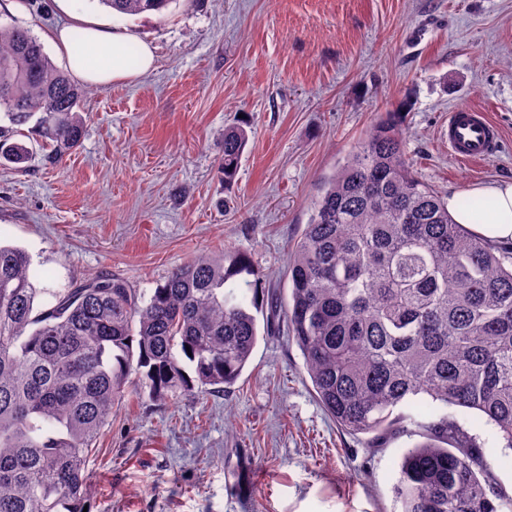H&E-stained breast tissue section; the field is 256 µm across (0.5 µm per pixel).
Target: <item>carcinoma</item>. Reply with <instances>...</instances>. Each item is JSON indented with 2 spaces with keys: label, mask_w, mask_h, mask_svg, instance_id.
<instances>
[{
  "label": "carcinoma",
  "mask_w": 512,
  "mask_h": 512,
  "mask_svg": "<svg viewBox=\"0 0 512 512\" xmlns=\"http://www.w3.org/2000/svg\"><path fill=\"white\" fill-rule=\"evenodd\" d=\"M99 2L139 15L174 0ZM87 94L28 29L0 21V107L14 126L0 129V160L26 162L12 137L37 114L46 159L62 161L84 136ZM407 108L386 113L324 182L276 317L336 425L373 443L395 427L423 438L400 457L401 512H512L479 437L448 414L476 413L512 450V247L455 223L414 173ZM247 142L244 127L224 129V184ZM461 205L477 221L493 209ZM30 264L0 244V512H83L114 403L131 386L164 401L233 385L260 337L264 291L249 257L226 250L174 268L147 301L112 275L42 308ZM244 275L247 292L228 287Z\"/></svg>",
  "instance_id": "carcinoma-1"
}]
</instances>
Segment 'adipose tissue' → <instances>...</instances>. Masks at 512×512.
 Masks as SVG:
<instances>
[{
	"label": "adipose tissue",
	"instance_id": "adipose-tissue-1",
	"mask_svg": "<svg viewBox=\"0 0 512 512\" xmlns=\"http://www.w3.org/2000/svg\"><path fill=\"white\" fill-rule=\"evenodd\" d=\"M84 37L82 53H73V33ZM53 40L65 53L68 69L83 82L107 85L132 77L134 72H148L154 66L155 55L149 43H141L139 67L130 70L124 60V51L131 43V36L102 28L88 18L55 31ZM473 195L491 198L495 207L481 223H473L469 214L459 208L456 194H449L448 211L457 223L469 226L473 232L498 243H512V181L495 182L472 187Z\"/></svg>",
	"mask_w": 512,
	"mask_h": 512
}]
</instances>
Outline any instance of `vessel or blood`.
<instances>
[{
  "mask_svg": "<svg viewBox=\"0 0 512 512\" xmlns=\"http://www.w3.org/2000/svg\"><path fill=\"white\" fill-rule=\"evenodd\" d=\"M448 149L462 163L487 158L501 140L499 128L477 108L461 106L448 114Z\"/></svg>",
  "mask_w": 512,
  "mask_h": 512,
  "instance_id": "obj_1",
  "label": "vessel or blood"
}]
</instances>
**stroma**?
<instances>
[{"instance_id": "35a3bbf8", "label": "stroma", "mask_w": 512, "mask_h": 512, "mask_svg": "<svg viewBox=\"0 0 512 512\" xmlns=\"http://www.w3.org/2000/svg\"><path fill=\"white\" fill-rule=\"evenodd\" d=\"M151 42L156 64L92 86L81 145L46 164L34 124L23 167L0 164V243L24 249L43 305L115 275L150 296L201 252L249 255L287 291L288 258L321 186L401 102L407 158L439 195L512 181V0H174L127 16L98 0L44 11L0 0V20L31 29L66 68L52 34L71 11ZM486 110L502 130L492 155L460 164L448 114ZM249 141L232 186L219 169L224 129ZM474 428L512 492V455ZM401 432L379 444L341 430L319 403L285 334L260 338L240 378L201 401L127 392L88 463L91 512H399ZM259 474L245 483L246 471Z\"/></svg>"}]
</instances>
